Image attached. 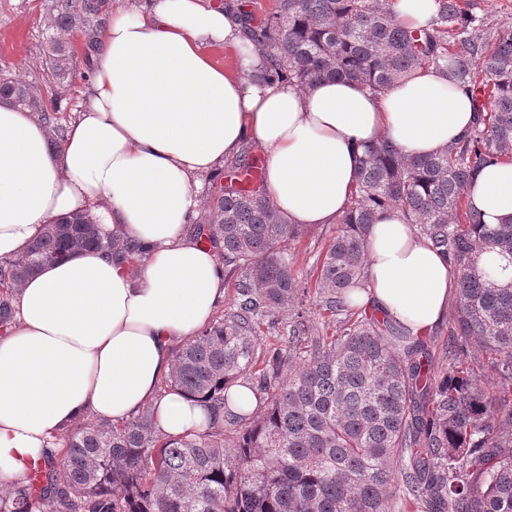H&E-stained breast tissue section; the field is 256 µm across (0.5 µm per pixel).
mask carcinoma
<instances>
[{"label": "carcinoma", "mask_w": 512, "mask_h": 512, "mask_svg": "<svg viewBox=\"0 0 512 512\" xmlns=\"http://www.w3.org/2000/svg\"><path fill=\"white\" fill-rule=\"evenodd\" d=\"M437 2L420 27L401 24L391 0H270L257 24L238 7L265 58L254 81L340 79L378 96L433 67L471 95L475 123L421 158L387 139L366 147L336 235L305 276L297 244L308 226L288 223L264 187L242 189L258 158L251 145L226 160L192 235L224 255L234 303L175 350L161 386L205 403L208 427L166 435L150 405L119 423L86 418L26 480L0 488V512H387L390 501L411 512H512V279L496 265H512V220L482 223L465 196L478 171L512 160V29L489 27L464 0ZM101 8L47 0L43 52L59 84L77 75L65 35ZM2 101L63 145L41 85L0 69ZM389 211L456 274L443 373L431 340L351 296L368 277L370 229ZM83 249L118 263L145 255L83 212L48 225L24 255L0 260V329L14 321L17 286ZM238 384L254 408L232 406Z\"/></svg>", "instance_id": "cac0c4a2"}]
</instances>
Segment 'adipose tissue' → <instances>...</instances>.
<instances>
[{
	"instance_id": "1",
	"label": "adipose tissue",
	"mask_w": 512,
	"mask_h": 512,
	"mask_svg": "<svg viewBox=\"0 0 512 512\" xmlns=\"http://www.w3.org/2000/svg\"><path fill=\"white\" fill-rule=\"evenodd\" d=\"M222 48L240 72L214 60ZM263 62L235 11L147 0L108 15L61 149L30 113L0 104V257L23 255L45 225L77 211L148 251L135 273L91 250L19 285L0 333V487L25 478L84 417L122 421L150 405L165 434L200 429L206 408L161 389L174 342L197 336L224 297L216 250L187 231L200 177L254 143L267 156L269 200L289 223L317 227L346 208L364 145L386 138L406 155H432L473 122L469 94L432 67L375 97L351 81L307 91L251 81ZM466 196L483 223L512 219V161L482 169ZM368 260L354 300L414 336L442 323L454 272L399 214L374 224Z\"/></svg>"
}]
</instances>
